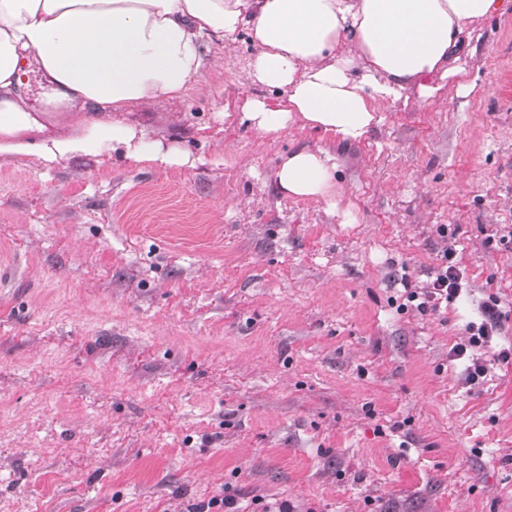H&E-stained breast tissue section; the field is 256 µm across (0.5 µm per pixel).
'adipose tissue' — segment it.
Returning a JSON list of instances; mask_svg holds the SVG:
<instances>
[{
    "label": "adipose tissue",
    "instance_id": "adipose-tissue-1",
    "mask_svg": "<svg viewBox=\"0 0 512 512\" xmlns=\"http://www.w3.org/2000/svg\"><path fill=\"white\" fill-rule=\"evenodd\" d=\"M512 0H0V158L36 168L119 155L185 167V152L129 122L136 105L183 101L208 42L246 32L253 82L278 97L250 100L253 128L293 125L364 139L385 103L427 79L456 76L460 35ZM36 64L46 91L30 105L21 75ZM336 156L297 147L275 173L285 196L335 201Z\"/></svg>",
    "mask_w": 512,
    "mask_h": 512
}]
</instances>
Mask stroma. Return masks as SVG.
<instances>
[{
  "instance_id": "1",
  "label": "stroma",
  "mask_w": 512,
  "mask_h": 512,
  "mask_svg": "<svg viewBox=\"0 0 512 512\" xmlns=\"http://www.w3.org/2000/svg\"><path fill=\"white\" fill-rule=\"evenodd\" d=\"M464 40L350 146L241 123L242 35L208 96L126 114L194 166L0 158V512H512V361L465 388L448 359L491 294L512 343V10ZM303 145L338 206L276 186ZM446 242L469 298L402 308Z\"/></svg>"
}]
</instances>
